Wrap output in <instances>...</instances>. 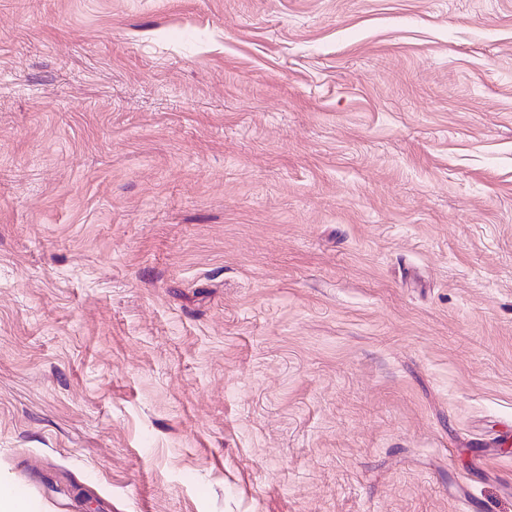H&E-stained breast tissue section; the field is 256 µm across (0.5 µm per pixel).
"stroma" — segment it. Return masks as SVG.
I'll return each mask as SVG.
<instances>
[{
    "label": "stroma",
    "instance_id": "1",
    "mask_svg": "<svg viewBox=\"0 0 512 512\" xmlns=\"http://www.w3.org/2000/svg\"><path fill=\"white\" fill-rule=\"evenodd\" d=\"M0 476L512 512V0H0Z\"/></svg>",
    "mask_w": 512,
    "mask_h": 512
}]
</instances>
